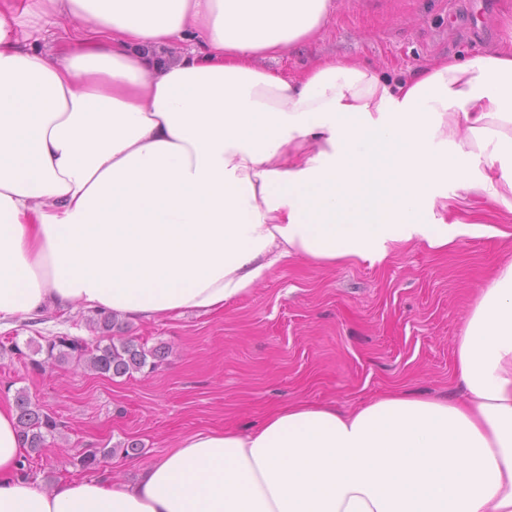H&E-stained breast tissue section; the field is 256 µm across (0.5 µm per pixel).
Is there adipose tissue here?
Wrapping results in <instances>:
<instances>
[{
    "mask_svg": "<svg viewBox=\"0 0 512 512\" xmlns=\"http://www.w3.org/2000/svg\"><path fill=\"white\" fill-rule=\"evenodd\" d=\"M332 8L0 0V327L218 311L295 257L445 251L463 227L431 218L452 185L512 212V16L494 52L401 78L330 56L260 67ZM456 362L461 397L296 402L191 433L121 486L19 478L0 403V512H512V260L477 288Z\"/></svg>",
    "mask_w": 512,
    "mask_h": 512,
    "instance_id": "ef3b65f1",
    "label": "adipose tissue"
}]
</instances>
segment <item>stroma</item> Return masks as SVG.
<instances>
[{
	"mask_svg": "<svg viewBox=\"0 0 512 512\" xmlns=\"http://www.w3.org/2000/svg\"><path fill=\"white\" fill-rule=\"evenodd\" d=\"M312 39L264 68L291 76L333 56L399 77L437 58L493 51L498 19L512 0H333ZM447 223L474 225L441 253L422 244L386 262L333 266L289 260L251 292L214 312H184L150 321L119 317L112 331L146 349H161L155 370L101 375L76 361L34 371L28 355L0 354V401L26 392L58 429L31 455L27 479L43 488L82 477L76 448L115 447L106 471L114 482L138 480L142 468L198 430L261 425L297 401L356 407L402 386L412 395L456 393L455 345L473 290L512 259V212L479 191L449 189ZM94 311L52 312L35 326L0 330V342L65 333L96 336ZM139 442V455L122 446Z\"/></svg>",
	"mask_w": 512,
	"mask_h": 512,
	"instance_id": "stroma-1",
	"label": "stroma"
}]
</instances>
